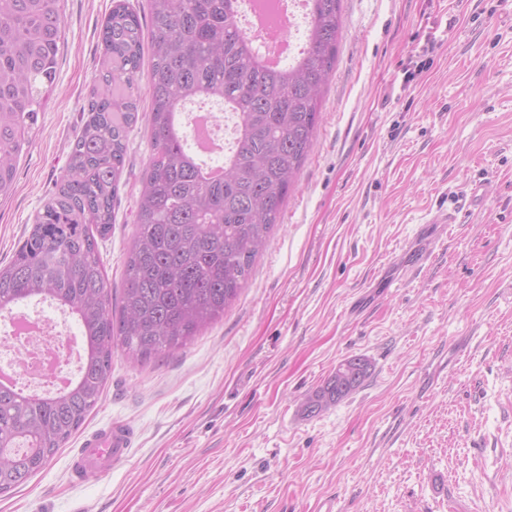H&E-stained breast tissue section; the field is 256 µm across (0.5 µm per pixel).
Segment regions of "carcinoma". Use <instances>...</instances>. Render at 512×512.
I'll return each instance as SVG.
<instances>
[{
	"mask_svg": "<svg viewBox=\"0 0 512 512\" xmlns=\"http://www.w3.org/2000/svg\"><path fill=\"white\" fill-rule=\"evenodd\" d=\"M308 2L300 57L269 68L241 32L231 0H149L152 154L116 300L97 238L112 228L138 121L144 37L138 13L113 0L89 117L56 191L0 265V311L38 298L73 315L83 364L63 391L0 387V495L40 472L79 430L102 396L116 350L139 363L183 349L247 285L314 146L336 68L343 0ZM61 26V0H0V198L13 190L42 94L55 85ZM193 101L237 116L221 180L201 175L189 131L173 130V114Z\"/></svg>",
	"mask_w": 512,
	"mask_h": 512,
	"instance_id": "1",
	"label": "carcinoma"
}]
</instances>
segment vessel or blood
I'll use <instances>...</instances> for the list:
<instances>
[{"mask_svg": "<svg viewBox=\"0 0 512 512\" xmlns=\"http://www.w3.org/2000/svg\"><path fill=\"white\" fill-rule=\"evenodd\" d=\"M134 434L123 422L112 423L84 443L81 458L84 481H96L126 459Z\"/></svg>", "mask_w": 512, "mask_h": 512, "instance_id": "vessel-or-blood-1", "label": "vessel or blood"}]
</instances>
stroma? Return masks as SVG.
<instances>
[{
  "label": "stroma",
  "instance_id": "1",
  "mask_svg": "<svg viewBox=\"0 0 512 512\" xmlns=\"http://www.w3.org/2000/svg\"><path fill=\"white\" fill-rule=\"evenodd\" d=\"M111 9L62 0L56 85L0 200L2 263L87 119ZM149 102L143 78L100 244L116 291ZM476 180L482 209L424 223ZM355 355L364 383L304 416ZM115 420L134 430L128 457L76 480L82 443ZM0 512H512V0H343L313 150L239 300L182 350L115 353L82 427Z\"/></svg>",
  "mask_w": 512,
  "mask_h": 512
}]
</instances>
